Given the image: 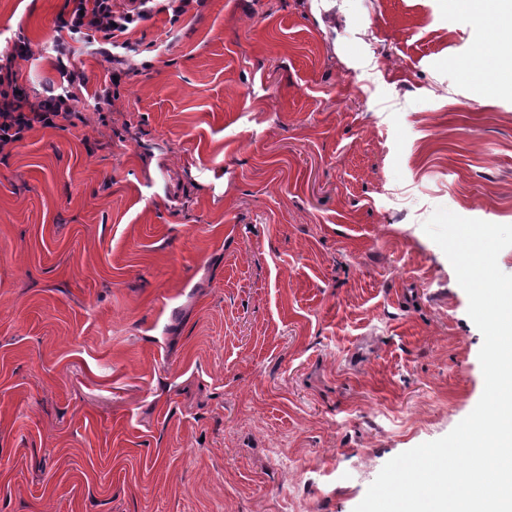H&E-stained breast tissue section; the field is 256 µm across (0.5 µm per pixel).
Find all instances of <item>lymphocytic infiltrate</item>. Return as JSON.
I'll use <instances>...</instances> for the list:
<instances>
[{
  "label": "lymphocytic infiltrate",
  "mask_w": 512,
  "mask_h": 512,
  "mask_svg": "<svg viewBox=\"0 0 512 512\" xmlns=\"http://www.w3.org/2000/svg\"><path fill=\"white\" fill-rule=\"evenodd\" d=\"M72 3L69 16H58L56 21L58 31L67 32V39L57 38L52 42L57 61L64 64L62 85L44 89L42 98L34 103L27 94L21 93L19 64L33 56L26 38H18L12 51L0 59V152L8 145L21 142L25 133L34 127L53 128L58 121L75 116L74 90L85 84L86 75L70 61L68 39L97 43L100 52L113 65L111 78H118L120 65L126 64L137 50L128 37L130 29L151 14L154 0H139L137 8L122 12L113 10L112 0H72Z\"/></svg>",
  "instance_id": "lymphocytic-infiltrate-1"
}]
</instances>
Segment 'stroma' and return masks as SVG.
Here are the masks:
<instances>
[{
	"label": "stroma",
	"mask_w": 512,
	"mask_h": 512,
	"mask_svg": "<svg viewBox=\"0 0 512 512\" xmlns=\"http://www.w3.org/2000/svg\"><path fill=\"white\" fill-rule=\"evenodd\" d=\"M64 0H0L30 100ZM479 0H197L0 164V512H353L478 403L423 231L512 224ZM94 151H87L86 142Z\"/></svg>",
	"instance_id": "35a3bbf8"
}]
</instances>
